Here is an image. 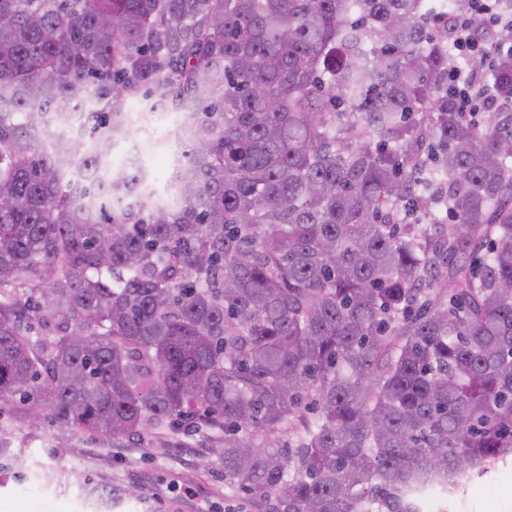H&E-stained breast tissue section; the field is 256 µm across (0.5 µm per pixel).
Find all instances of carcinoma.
Wrapping results in <instances>:
<instances>
[{"instance_id": "cac0c4a2", "label": "carcinoma", "mask_w": 512, "mask_h": 512, "mask_svg": "<svg viewBox=\"0 0 512 512\" xmlns=\"http://www.w3.org/2000/svg\"><path fill=\"white\" fill-rule=\"evenodd\" d=\"M433 9L0 0V401L214 428L272 512H421L512 455V113L463 115ZM461 67L512 106V49ZM138 93L182 118L170 206L112 172Z\"/></svg>"}]
</instances>
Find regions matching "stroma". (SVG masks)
I'll list each match as a JSON object with an SVG mask.
<instances>
[{"label":"stroma","instance_id":"obj_1","mask_svg":"<svg viewBox=\"0 0 512 512\" xmlns=\"http://www.w3.org/2000/svg\"><path fill=\"white\" fill-rule=\"evenodd\" d=\"M130 135L113 152L115 165L139 155L157 194L172 176L180 121L173 113H147L141 98L130 106ZM215 434L201 429L166 448V432L147 430L142 440H113L66 427L44 413L30 428L18 403L0 405V512H97L86 485L137 486L143 498L115 499L112 512H265L224 479L209 449ZM452 512H512V458L473 478L450 504Z\"/></svg>","mask_w":512,"mask_h":512}]
</instances>
